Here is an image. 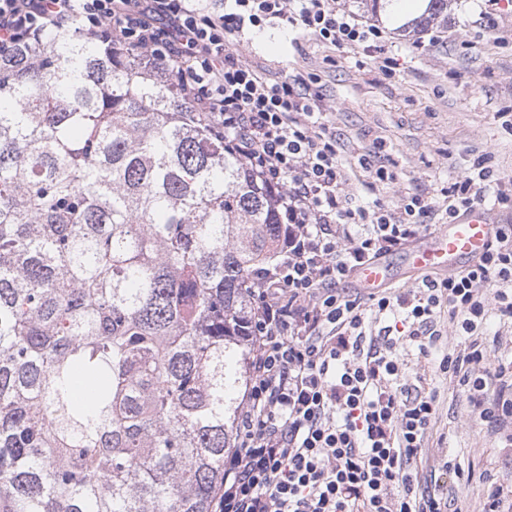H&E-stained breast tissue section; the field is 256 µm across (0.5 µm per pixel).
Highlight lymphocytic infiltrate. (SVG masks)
<instances>
[{"label": "lymphocytic infiltrate", "mask_w": 512, "mask_h": 512, "mask_svg": "<svg viewBox=\"0 0 512 512\" xmlns=\"http://www.w3.org/2000/svg\"><path fill=\"white\" fill-rule=\"evenodd\" d=\"M80 22L108 46L169 66L189 111L210 118L228 152L285 189L279 250L254 290L251 356L213 512H512L492 489L461 509L453 491L429 485L427 443L438 382L462 387L471 420L512 446V370L501 336L479 335L491 316L512 320V225H501L478 264L420 288L348 291L355 270L402 249L428 226L493 199L512 210V178L491 154L473 159L441 199L405 193L394 206L351 205L340 142L317 77L273 80L240 54L248 34L280 24L338 47L379 53L382 30L340 0H0V57L29 35ZM398 311L407 341L432 361L433 384L407 397L392 343L366 333ZM469 337L443 348L435 327Z\"/></svg>", "instance_id": "1"}]
</instances>
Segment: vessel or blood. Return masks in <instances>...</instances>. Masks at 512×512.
<instances>
[{"label":"vessel or blood","instance_id":"b4317fda","mask_svg":"<svg viewBox=\"0 0 512 512\" xmlns=\"http://www.w3.org/2000/svg\"><path fill=\"white\" fill-rule=\"evenodd\" d=\"M498 224L491 209L475 204L450 221L445 232L407 250L406 262L420 272H438L476 261L494 238ZM356 278L361 288L373 292L390 282L391 275L386 264L374 263L360 267Z\"/></svg>","mask_w":512,"mask_h":512}]
</instances>
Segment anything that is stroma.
<instances>
[{
  "label": "stroma",
  "mask_w": 512,
  "mask_h": 512,
  "mask_svg": "<svg viewBox=\"0 0 512 512\" xmlns=\"http://www.w3.org/2000/svg\"><path fill=\"white\" fill-rule=\"evenodd\" d=\"M487 12L497 25L493 39L484 33ZM399 25V19L383 15L385 48L397 60L387 77L379 74L374 58L293 38L274 24L250 35L239 49L274 77L301 82L318 75L344 159L356 166L360 156L377 151L390 157L397 190L439 193L483 152L493 153L498 168L512 176V133L501 118L512 113V5L451 0L443 39L424 52L416 43L428 39V32L406 34ZM367 179L356 166L347 195L364 206L396 203V190H370ZM437 390L439 410L428 451L436 479H444L440 467L452 457L471 475L456 488L460 505L477 501L492 483L512 490V450L469 422L460 389L441 383Z\"/></svg>",
  "instance_id": "obj_1"
}]
</instances>
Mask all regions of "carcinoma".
<instances>
[{"instance_id": "cac0c4a2", "label": "carcinoma", "mask_w": 512, "mask_h": 512, "mask_svg": "<svg viewBox=\"0 0 512 512\" xmlns=\"http://www.w3.org/2000/svg\"><path fill=\"white\" fill-rule=\"evenodd\" d=\"M279 198L138 54L0 58V512H211Z\"/></svg>"}]
</instances>
